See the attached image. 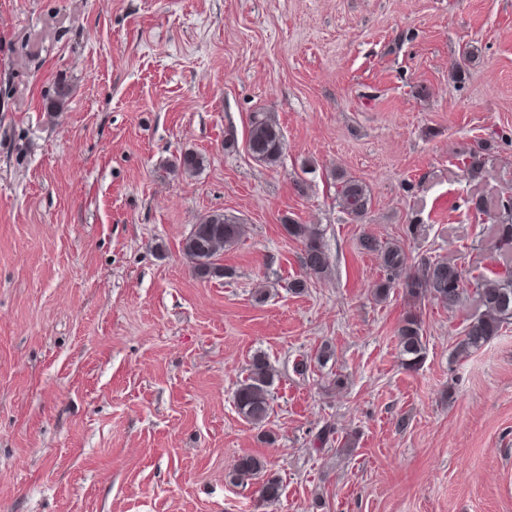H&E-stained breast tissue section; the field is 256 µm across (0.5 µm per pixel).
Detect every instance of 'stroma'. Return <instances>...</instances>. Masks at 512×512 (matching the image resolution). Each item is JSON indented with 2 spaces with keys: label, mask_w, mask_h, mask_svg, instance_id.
I'll use <instances>...</instances> for the list:
<instances>
[{
  "label": "stroma",
  "mask_w": 512,
  "mask_h": 512,
  "mask_svg": "<svg viewBox=\"0 0 512 512\" xmlns=\"http://www.w3.org/2000/svg\"><path fill=\"white\" fill-rule=\"evenodd\" d=\"M261 110L285 135L274 168L247 150ZM187 151L202 168L174 175ZM341 171L371 189L362 222ZM509 187L512 0H0V512H512V325L456 360L475 300H423L405 370V291L376 301L360 248L491 275L468 201ZM212 211L244 233L207 282L181 245ZM287 217L330 254L300 294ZM260 351L277 377L257 427L233 392ZM327 422L353 452L311 449ZM245 455L282 480L276 505L228 482ZM488 150L487 146L477 144L476 147H469L463 150L465 156V171L469 178L476 179L483 176L486 166V158L484 151ZM337 197L342 212L351 221H362L373 205V197L366 183L344 172L337 176ZM401 365L406 370H416L422 363L426 344L420 315L410 309L397 329Z\"/></svg>",
  "instance_id": "1"
}]
</instances>
